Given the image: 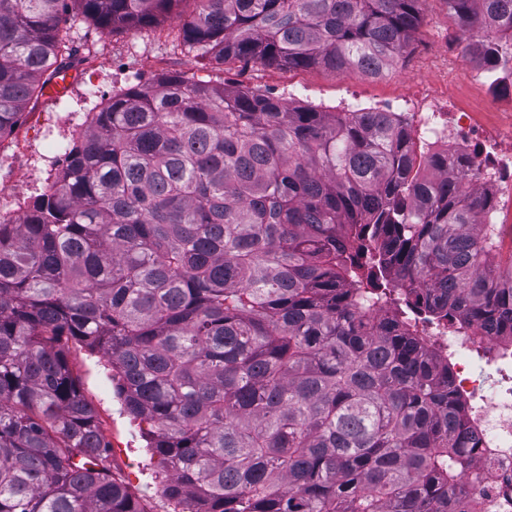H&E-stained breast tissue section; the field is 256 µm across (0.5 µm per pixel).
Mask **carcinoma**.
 I'll use <instances>...</instances> for the list:
<instances>
[{"instance_id":"cac0c4a2","label":"carcinoma","mask_w":512,"mask_h":512,"mask_svg":"<svg viewBox=\"0 0 512 512\" xmlns=\"http://www.w3.org/2000/svg\"><path fill=\"white\" fill-rule=\"evenodd\" d=\"M184 0H0V139L103 32ZM185 52L357 70L410 53L423 0H195ZM512 46V0H445ZM49 190L0 222V512H146L107 464L71 343L151 425L173 512H464L470 437L448 367L368 289L512 331L494 199L398 112H322L162 72L112 94Z\"/></svg>"}]
</instances>
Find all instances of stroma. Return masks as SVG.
I'll use <instances>...</instances> for the list:
<instances>
[{
  "label": "stroma",
  "mask_w": 512,
  "mask_h": 512,
  "mask_svg": "<svg viewBox=\"0 0 512 512\" xmlns=\"http://www.w3.org/2000/svg\"><path fill=\"white\" fill-rule=\"evenodd\" d=\"M195 8L194 0H183L177 12L150 29L103 33L88 23H79L71 32L76 56L74 78L66 91L57 97L46 93L31 100L20 125L0 142V187L14 194L31 193L56 142L73 135L64 120L66 113L87 114L112 93L149 84L158 73L166 71L182 73L192 81L235 84L323 112L334 111L340 98L350 91L366 107L402 98L418 105L451 98L477 120L495 122L501 118L481 79L483 63L474 59L460 66L453 62L456 26L444 0H423L421 23L409 55L382 79L356 72L335 74L319 67L222 64L208 56L185 53L179 34L185 18ZM45 115L57 120L50 138L45 137L41 124ZM68 359L83 397L96 412L99 429L109 445L108 463L114 475L142 501L147 512H173L154 479L156 462L140 426L120 411L107 355L74 344Z\"/></svg>",
  "instance_id": "stroma-1"
}]
</instances>
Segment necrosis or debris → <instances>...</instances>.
<instances>
[{
    "label": "necrosis or debris",
    "mask_w": 512,
    "mask_h": 512,
    "mask_svg": "<svg viewBox=\"0 0 512 512\" xmlns=\"http://www.w3.org/2000/svg\"><path fill=\"white\" fill-rule=\"evenodd\" d=\"M418 142L465 160L473 173L469 193L486 192L512 211V137L482 124L457 104H437L420 117ZM430 356L451 368L452 388L464 402L477 441L464 482L481 512H512V336H488L471 324L448 325L407 309Z\"/></svg>",
    "instance_id": "1"
}]
</instances>
